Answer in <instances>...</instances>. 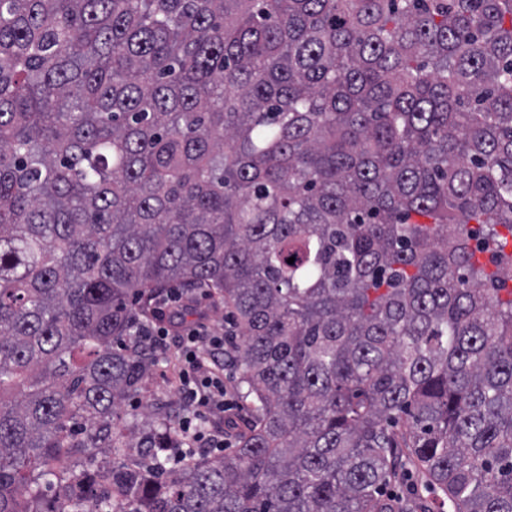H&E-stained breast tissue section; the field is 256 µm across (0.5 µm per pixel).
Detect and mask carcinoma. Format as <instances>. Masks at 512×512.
I'll return each instance as SVG.
<instances>
[{
  "label": "carcinoma",
  "mask_w": 512,
  "mask_h": 512,
  "mask_svg": "<svg viewBox=\"0 0 512 512\" xmlns=\"http://www.w3.org/2000/svg\"><path fill=\"white\" fill-rule=\"evenodd\" d=\"M511 242L512 0H0V512H512ZM173 284L254 416L162 481ZM196 305L198 315L188 316V320H195L199 316H204L210 323L214 325H225V329L229 328L227 324V320L224 323V316H227V310L224 309V305L220 304V302H213L210 300L200 299L197 302H194ZM390 491L393 492L394 496L404 498L406 503H410V501L414 503L417 502L418 499L424 500L429 504L430 510L433 512L453 511L446 497H444V506H442L441 509L436 507L439 502L438 496L440 492H437L433 488L426 489L423 485H420V479L413 470L403 471L401 476L387 487L388 494Z\"/></svg>",
  "instance_id": "1"
}]
</instances>
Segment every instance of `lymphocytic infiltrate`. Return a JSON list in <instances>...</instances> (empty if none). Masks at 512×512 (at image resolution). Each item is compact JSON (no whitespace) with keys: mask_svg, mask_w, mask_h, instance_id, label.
Returning <instances> with one entry per match:
<instances>
[{"mask_svg":"<svg viewBox=\"0 0 512 512\" xmlns=\"http://www.w3.org/2000/svg\"><path fill=\"white\" fill-rule=\"evenodd\" d=\"M187 306L182 292L167 290L157 296L153 319L144 328L154 350L173 352L176 358L173 383L184 408L178 423L184 445L168 457L175 467L194 457L223 456L224 430L216 421L236 407L224 383L225 332L202 319L186 322L183 312Z\"/></svg>","mask_w":512,"mask_h":512,"instance_id":"lymphocytic-infiltrate-1","label":"lymphocytic infiltrate"}]
</instances>
